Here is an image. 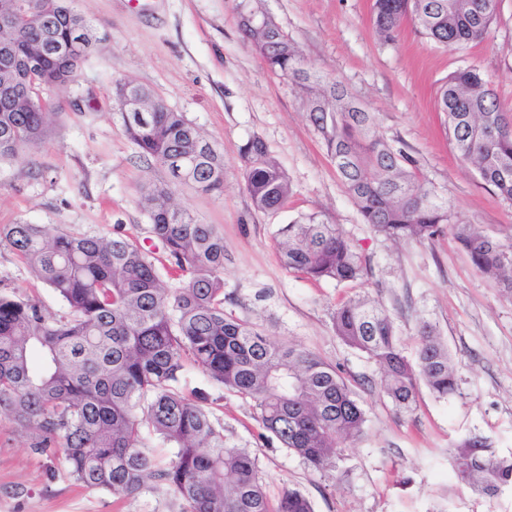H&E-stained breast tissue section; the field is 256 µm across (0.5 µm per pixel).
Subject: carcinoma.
I'll return each mask as SVG.
<instances>
[{
  "instance_id": "1",
  "label": "carcinoma",
  "mask_w": 512,
  "mask_h": 512,
  "mask_svg": "<svg viewBox=\"0 0 512 512\" xmlns=\"http://www.w3.org/2000/svg\"><path fill=\"white\" fill-rule=\"evenodd\" d=\"M499 0H374L380 39L397 37L411 19L435 44L461 49L480 41L497 19ZM71 0H22L0 20V50L27 56L52 44L77 40L66 21ZM243 38L274 73L287 77L307 107L346 193L364 223L392 239L428 240L444 226L483 276L512 294V243L461 222L418 173L417 161L380 132L374 113L343 85L326 81L304 60L293 40L248 0L238 14ZM67 71L45 53V73L33 96L43 103L23 112H0V160L43 136L53 102L45 93ZM145 100L147 112L121 113L126 134L147 161L166 164L178 181L198 191L224 192V155L181 112L156 102L147 87L126 86ZM438 110L459 158L499 195L512 201V121L493 84L478 71L459 69L440 88ZM194 155L192 168L180 157ZM246 190L255 209L277 212L290 194L285 170L254 136L240 149ZM149 233L163 249L178 285H164L156 262L139 241L110 235L51 234L40 224L0 227V244L15 251L62 300L61 316L38 304L0 293V416L33 432V447L61 449L72 477L115 496L139 493L152 479L186 503L183 512H314L301 491L268 496L250 449L226 441L224 424L208 407L209 395H187V363L212 384L250 400L262 428L309 467L337 468L343 449L363 434V405L344 376L312 352L270 341L258 325L224 309V237L172 202L165 186L143 191ZM279 257L288 270L314 280L352 282L367 266L335 224L317 215L294 219L277 231ZM336 335L379 369V384L397 410L416 406L420 383L438 398L457 391L448 348L428 323L419 328L416 358L402 352L391 317L362 296L340 304L332 316ZM173 455L157 466L148 442ZM457 481L494 497L512 487V456L471 437L453 455Z\"/></svg>"
}]
</instances>
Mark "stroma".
I'll return each mask as SVG.
<instances>
[{
	"label": "stroma",
	"mask_w": 512,
	"mask_h": 512,
	"mask_svg": "<svg viewBox=\"0 0 512 512\" xmlns=\"http://www.w3.org/2000/svg\"><path fill=\"white\" fill-rule=\"evenodd\" d=\"M238 0H74L96 39L75 80L51 90L55 103L41 142L0 162V226L40 224L78 233L121 232L149 240L142 186L164 185L175 202L224 237V308L263 327L278 344L306 348L349 380L366 411L362 437L336 470L320 473L255 419L249 400L209 387L189 367L184 391L209 388L228 439L255 454L271 497L293 487L314 512H512V490L484 496L456 481L452 456L472 436L512 454V296L478 273L451 231L431 240H393L362 218L346 193L291 81L269 71L238 27ZM373 0H261L309 66L339 80L374 112L380 131L418 162L423 178L457 217L485 235L512 239V203L459 159L437 91L448 74L472 67L488 77L512 117V0L485 39L446 49L404 22L394 43L374 33ZM151 89L224 154V193L197 192L166 167L145 161L125 134L116 81ZM261 137L292 186L287 207L256 211L244 189L240 149ZM336 224L366 262L365 283L314 282L286 270L275 232L299 214ZM0 292L61 315L64 303L10 248L0 246ZM368 294L394 320L407 358L420 322L439 330L452 356L456 394L420 387L414 411H398L376 365L345 345L332 323L349 297ZM29 433L0 417V512H182L167 489L133 497L77 483L61 452L33 450Z\"/></svg>",
	"instance_id": "obj_1"
}]
</instances>
